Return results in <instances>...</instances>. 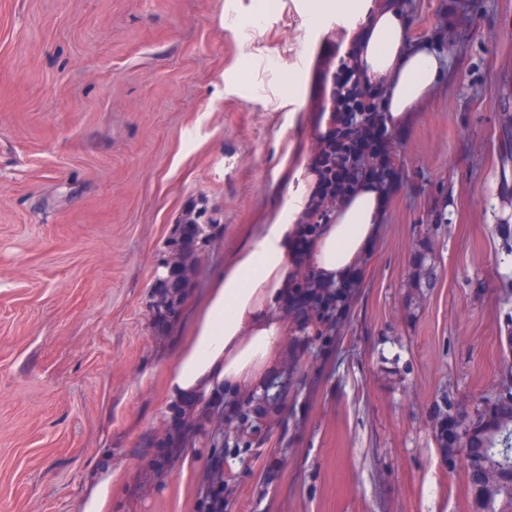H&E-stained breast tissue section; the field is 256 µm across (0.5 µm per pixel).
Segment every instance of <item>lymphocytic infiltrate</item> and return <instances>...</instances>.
Here are the masks:
<instances>
[{
    "label": "lymphocytic infiltrate",
    "mask_w": 512,
    "mask_h": 512,
    "mask_svg": "<svg viewBox=\"0 0 512 512\" xmlns=\"http://www.w3.org/2000/svg\"><path fill=\"white\" fill-rule=\"evenodd\" d=\"M333 120L323 137L324 147L314 157L316 173H323L322 161L328 145L336 147V196L345 198L362 179L393 187L394 172L379 175L366 167L370 155L385 153L389 135L381 115L386 106V93L381 84L364 78L360 72L357 50L342 59L333 77Z\"/></svg>",
    "instance_id": "f902f5d3"
}]
</instances>
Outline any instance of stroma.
I'll use <instances>...</instances> for the list:
<instances>
[{
  "label": "stroma",
  "instance_id": "stroma-1",
  "mask_svg": "<svg viewBox=\"0 0 512 512\" xmlns=\"http://www.w3.org/2000/svg\"><path fill=\"white\" fill-rule=\"evenodd\" d=\"M458 2L447 24L448 0H410L446 70L391 135L399 180L339 337L289 338L266 390L199 430L167 375L228 251L286 201L289 146L317 153L348 30L310 25L311 0H0V512H81L103 475L104 512H200L218 466L224 512H470L432 406L505 367L512 0ZM203 208L214 244L158 321L166 243ZM426 226V232L423 233V235L418 240V246L414 253L413 258V276L412 279L409 282V288H417L420 289L422 287L421 284V278L424 283H427V280L431 279L430 274L427 270L422 271V275L420 278V270L423 268V266H427L429 264L432 265V267H435L434 262L431 263V261L434 258V240H433V231L437 229L438 225L435 229L432 228V224H427Z\"/></svg>",
  "mask_w": 512,
  "mask_h": 512
}]
</instances>
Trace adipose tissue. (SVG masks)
<instances>
[{
    "mask_svg": "<svg viewBox=\"0 0 512 512\" xmlns=\"http://www.w3.org/2000/svg\"><path fill=\"white\" fill-rule=\"evenodd\" d=\"M325 12L345 22L362 70L386 87L387 129L407 127L441 77V57L413 39L405 11L393 0H317L310 21ZM296 176L297 186L289 189L272 223L250 225L225 258L224 274L169 374L172 397L200 398L218 387L232 396L264 389L295 332L282 304L299 270L309 269L328 284L341 282L377 238L386 199L379 185L365 179L336 204L316 235L302 242L301 222L317 182L302 167Z\"/></svg>",
    "mask_w": 512,
    "mask_h": 512,
    "instance_id": "1",
    "label": "adipose tissue"
}]
</instances>
